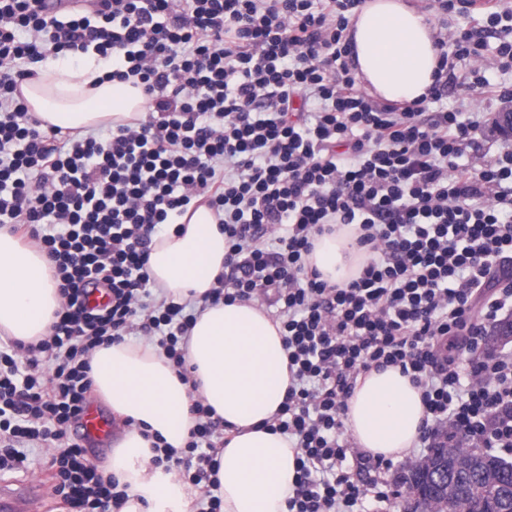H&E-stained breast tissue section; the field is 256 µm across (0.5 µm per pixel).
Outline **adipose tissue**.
I'll return each mask as SVG.
<instances>
[{
  "instance_id": "ef3b65f1",
  "label": "adipose tissue",
  "mask_w": 512,
  "mask_h": 512,
  "mask_svg": "<svg viewBox=\"0 0 512 512\" xmlns=\"http://www.w3.org/2000/svg\"><path fill=\"white\" fill-rule=\"evenodd\" d=\"M356 76L382 102L410 103L435 81L440 50L431 18L409 0H363L346 31ZM111 63L86 57L79 67L50 60L22 86L41 123L87 129L143 118L146 97L131 82L107 80ZM224 228L208 206L186 211L158 234L146 265L162 297L197 312L186 343L188 379L163 349L145 340L97 348L92 389L126 427L108 472L126 493L119 512H188L191 492L177 472L153 468L154 446L183 450L191 406L211 407L224 427L217 454L224 512H288L300 451L272 424L290 383L280 323L257 302L212 301L224 270ZM366 260L353 225L318 236L308 256L324 280L345 283ZM63 299L37 244L0 230V332L35 342L49 331ZM343 422L361 451L402 461L416 448L427 417L422 392L399 367L359 374Z\"/></svg>"
}]
</instances>
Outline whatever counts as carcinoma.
Listing matches in <instances>:
<instances>
[{"instance_id":"1","label":"carcinoma","mask_w":512,"mask_h":512,"mask_svg":"<svg viewBox=\"0 0 512 512\" xmlns=\"http://www.w3.org/2000/svg\"><path fill=\"white\" fill-rule=\"evenodd\" d=\"M468 453L461 441L450 448L429 449L431 468L418 467L404 478L408 489L417 493L413 512H418L420 500L429 497L441 499L440 512H512V461L488 451L485 459L474 462L463 473L455 467L454 460ZM442 474L458 485L459 491L452 498L442 493Z\"/></svg>"}]
</instances>
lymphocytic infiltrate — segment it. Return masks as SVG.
I'll list each match as a JSON object with an SVG mask.
<instances>
[{"mask_svg":"<svg viewBox=\"0 0 512 512\" xmlns=\"http://www.w3.org/2000/svg\"><path fill=\"white\" fill-rule=\"evenodd\" d=\"M42 0H0V228L26 229L64 298L48 336L0 339V471L28 468L17 443H44L74 512L125 499L72 438L91 400L96 348L134 332L157 338L180 375L196 322L184 305L147 308L152 237L191 203L224 216V270L213 300L257 301L284 331L290 385L275 428L301 454L288 512H349L383 466L352 448L342 418L357 376L400 367L431 420L422 447L449 435L512 454V353L484 349L512 312V148L480 171V112L440 108L454 60H472L473 99L512 97L488 70L512 67V9L432 0L470 20L446 30L436 80L410 104L362 92L344 32L362 0H96L66 19ZM499 37L497 47L488 40ZM95 51L137 78L136 126H42L21 91L33 64ZM320 101L308 111L310 100ZM329 224H355L370 258L345 285L306 258ZM102 285L111 301L87 304ZM182 478L209 487L213 411L194 403Z\"/></svg>","mask_w":512,"mask_h":512,"instance_id":"1","label":"lymphocytic infiltrate"}]
</instances>
